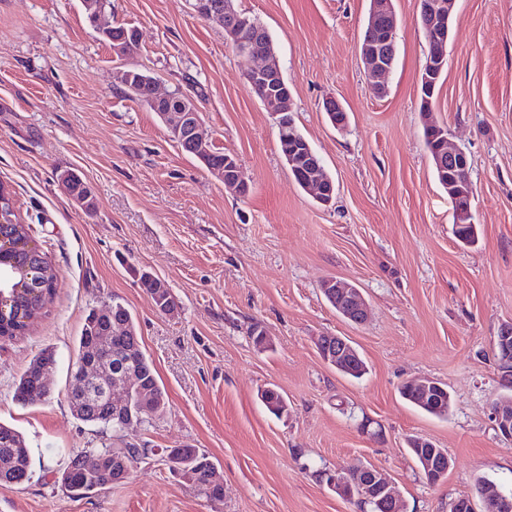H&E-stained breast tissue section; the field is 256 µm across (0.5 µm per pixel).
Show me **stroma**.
Masks as SVG:
<instances>
[{
    "mask_svg": "<svg viewBox=\"0 0 512 512\" xmlns=\"http://www.w3.org/2000/svg\"><path fill=\"white\" fill-rule=\"evenodd\" d=\"M369 5L234 2L274 39L295 124L336 185L324 206L295 182L223 24L199 18L189 0H112L114 17L140 31L123 60L81 0H0V181L58 273L32 332L0 341V422L30 448L28 479L0 484V512H360L319 478L347 465L386 472L406 512H448L474 497L479 478L512 481V441L492 418L507 395L494 345L512 325V0H455L430 106L471 162L478 241L468 247L451 233L453 204L422 139L419 0H393L397 60L382 98L358 55ZM136 64L160 91L195 93L204 130L236 157L247 194L225 189L155 112L118 94L119 72ZM329 97L348 113L344 129L323 110ZM66 168L92 186L93 213L59 186ZM139 270L170 288L176 310L155 308ZM331 277L362 291L363 324L326 301ZM114 301L131 311L168 404L153 427L128 430L152 452L125 483L75 496L54 470L109 435L73 416L70 368L86 314ZM255 323L267 349L253 343ZM326 335L353 343L362 378L324 362L315 341ZM45 348L58 359L50 394L22 405L16 385ZM420 378L447 387V417L400 397L403 382ZM269 386L287 416L262 404ZM416 436L448 452L438 483L409 453ZM184 445L214 463L222 500L163 461V449Z\"/></svg>",
    "mask_w": 512,
    "mask_h": 512,
    "instance_id": "stroma-1",
    "label": "stroma"
}]
</instances>
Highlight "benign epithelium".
<instances>
[{
    "instance_id": "1",
    "label": "benign epithelium",
    "mask_w": 512,
    "mask_h": 512,
    "mask_svg": "<svg viewBox=\"0 0 512 512\" xmlns=\"http://www.w3.org/2000/svg\"><path fill=\"white\" fill-rule=\"evenodd\" d=\"M88 18L95 23L100 34H109L115 21L106 10V0H84ZM195 14L202 19L217 18L224 21V38L236 54L251 62L246 71L248 84L258 93L265 108L275 118L278 135L288 137L287 129L292 123L286 118L293 107H282L287 89L284 75L277 55L270 49L258 48L253 41L244 36L251 26L250 18L234 8L233 0H193ZM453 0H424L420 15L428 39L433 43L432 52L426 56L421 68L420 87L425 94L435 93L437 83L442 78L448 55V23L452 15ZM396 15L392 0H370L367 33L360 45L359 55L371 83L372 93L383 97L387 93L385 76L392 70L396 57ZM139 35L132 40L112 41V55L124 59L131 54ZM137 80L149 85V102L161 116L169 139L180 144L182 149L202 161L208 172L224 186L241 195L248 188L240 180L239 165L235 157L224 155V165L213 166L208 156L213 153V140L202 132L200 113L195 101L187 95L181 97L173 93H160L157 82L152 77H137ZM327 116L338 129L348 124V117L340 116L344 106L335 98L324 102ZM446 149L437 155V165L451 172L448 178V196L463 203L470 210L473 198V185L470 179V161L466 152L450 142L448 136H441ZM284 156L290 167L297 171L299 181L305 189L311 191L317 201L323 205L332 202L335 184L323 172V165L313 153H304L298 147L285 148ZM322 291L330 304L343 318L361 324L367 318V306L363 293L354 285H348L337 278L326 280ZM512 338V328L502 329L498 363L505 367L502 374L505 381L512 380V347L508 341ZM317 349L328 364L337 370H343L345 361L359 359V352L351 341L342 336H325V341ZM98 388L99 398L110 406L116 407L117 421L125 420L122 408L138 395L144 412L153 414L163 406V398L157 394L143 391L136 372L129 368V360L121 355L115 358L104 357L100 361L83 363V379L78 391L79 399L90 396L92 388ZM411 387L421 402L432 404L442 393L443 387L433 379L411 382ZM493 419L498 432L512 439V407L498 404L493 407ZM419 447L428 449L423 463L428 481L436 483L448 472V454L436 447L431 440L423 438ZM327 485L346 499H356L372 506L373 512H400L401 496L395 490L388 477L375 467L361 466L355 470L338 468L328 473Z\"/></svg>"
}]
</instances>
